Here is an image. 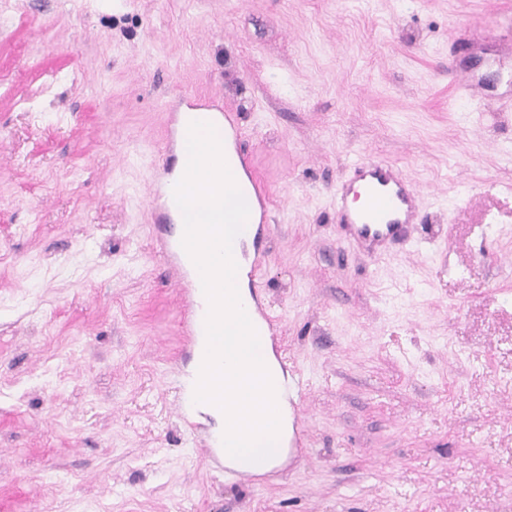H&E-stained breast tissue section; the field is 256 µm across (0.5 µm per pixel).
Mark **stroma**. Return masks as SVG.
Masks as SVG:
<instances>
[{"label": "stroma", "mask_w": 512, "mask_h": 512, "mask_svg": "<svg viewBox=\"0 0 512 512\" xmlns=\"http://www.w3.org/2000/svg\"><path fill=\"white\" fill-rule=\"evenodd\" d=\"M512 0H0V512H512ZM481 87L448 66L470 26ZM238 114L270 189L261 300L303 379L263 475L178 407L193 345L155 252L165 105ZM361 160L409 242L336 219ZM353 169L349 183L336 194V212L349 236L377 255L387 245L408 238L415 224L416 190L386 161H361ZM359 182L360 191L355 187ZM351 193L354 201L362 197L353 210L348 205Z\"/></svg>", "instance_id": "stroma-1"}]
</instances>
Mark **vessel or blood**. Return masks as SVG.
Segmentation results:
<instances>
[{
	"mask_svg": "<svg viewBox=\"0 0 512 512\" xmlns=\"http://www.w3.org/2000/svg\"><path fill=\"white\" fill-rule=\"evenodd\" d=\"M193 121L212 123L219 136L240 142L242 131L236 113L204 94H183L172 112L166 137L167 149H174L186 141L188 125ZM237 165L245 174L248 189L258 204L260 223L270 221L271 194L256 170L250 153L236 152ZM173 167L159 164L152 174V222L157 230L156 251L174 268L181 293L184 335L196 337L205 330V318L195 307L196 298L203 292L198 269L184 250L181 242L163 236L165 225L177 223L182 212L170 196ZM413 185L385 161L358 162L353 166V177L336 195V212L350 237L369 253L378 254L387 245L408 238L415 222ZM360 199L357 208H350L349 198Z\"/></svg>",
	"mask_w": 512,
	"mask_h": 512,
	"instance_id": "vessel-or-blood-1",
	"label": "vessel or blood"
}]
</instances>
